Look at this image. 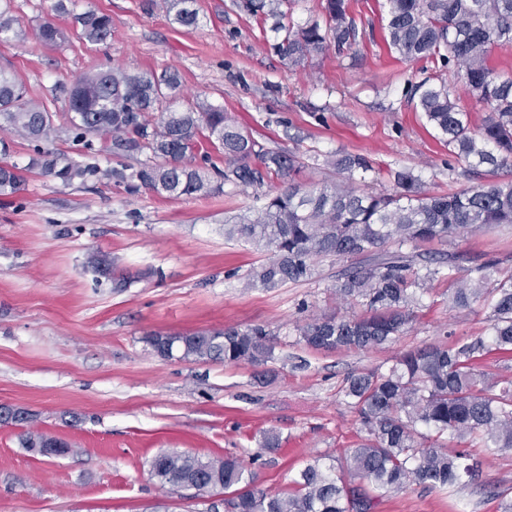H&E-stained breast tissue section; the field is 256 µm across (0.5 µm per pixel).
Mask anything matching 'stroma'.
<instances>
[{"mask_svg": "<svg viewBox=\"0 0 512 512\" xmlns=\"http://www.w3.org/2000/svg\"><path fill=\"white\" fill-rule=\"evenodd\" d=\"M10 0L24 32L0 42V68L15 73L27 99L53 116V131L34 143L0 129L8 163L23 180L0 196V406L32 414L38 429L73 447L44 458L28 452L24 429L0 425V512H214L219 497L189 498L149 474L160 451L251 461L257 487L289 492L313 457L344 456L363 434L340 388L348 374L386 371L401 352L449 339L484 335L481 303L463 308L443 281L428 283L414 321L396 341L368 351L313 350L297 327L316 315L364 314L336 295L351 261L319 258L308 280L249 288L245 276L267 254L224 234V219L262 206L282 189L214 180L210 193L160 196L116 179L65 182L35 166L40 152L103 170L153 163L150 152L116 155L111 139L74 141L65 88L81 75L118 66L130 72L177 69L184 96L224 108L272 151L290 150L303 166L296 179L333 178L324 161L366 156L373 173L363 192L391 190V170L407 167L429 194L475 186L426 123L414 93L423 80L462 86L431 60L407 62L387 44L386 0H348L358 36L344 54L328 50L291 67L276 55L270 23L233 0H192L200 24L186 29L144 0ZM95 9L112 18V35L92 44L74 21ZM53 22L54 46L38 31ZM455 251L474 259L502 257L512 274V229L462 232L419 245L434 257ZM98 252L130 274L127 287L87 265ZM262 325L274 335L266 365L167 360L149 334ZM273 450H264L269 436ZM475 482L448 493L411 485L390 490L375 512H502L512 501V452L488 455Z\"/></svg>", "mask_w": 512, "mask_h": 512, "instance_id": "stroma-1", "label": "stroma"}]
</instances>
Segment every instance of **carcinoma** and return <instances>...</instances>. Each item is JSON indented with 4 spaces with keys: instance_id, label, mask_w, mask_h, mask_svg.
Returning a JSON list of instances; mask_svg holds the SVG:
<instances>
[{
    "instance_id": "carcinoma-1",
    "label": "carcinoma",
    "mask_w": 512,
    "mask_h": 512,
    "mask_svg": "<svg viewBox=\"0 0 512 512\" xmlns=\"http://www.w3.org/2000/svg\"><path fill=\"white\" fill-rule=\"evenodd\" d=\"M186 0H149L173 14L176 24L191 28L198 13ZM293 0H237L250 16L274 21L280 33L275 53L289 66L336 46H352L356 26L347 0H324L323 18L298 25ZM388 46L408 61L439 60L456 70L465 93L484 106L481 126L471 124L459 95L445 83L424 80L415 87L427 122L446 136L448 154L462 164V174L497 176L512 167V73L491 65L497 48L512 44V0H388ZM85 39L100 43L112 35V18L96 10L75 17ZM22 28L8 9L0 10V41L17 38ZM41 40L53 45L63 32L50 22L39 28ZM73 139L90 133L112 135L119 153L150 151L162 162L131 175L114 170L123 181L137 180L158 195L179 196L211 191L210 161L203 144L224 156V182L261 187L274 174L288 187L269 196L255 210L225 221L224 233L243 238L271 257L248 274V284L275 287L307 280L321 257H360L348 267L336 292L366 308L365 317L321 315L297 326L300 340L313 349L368 351L387 345L414 320L410 306L426 283L448 281V299L459 307L474 301L488 310V335L431 344L395 357L385 372L351 374L340 390L365 434L343 459L315 457L293 480L285 495L255 486L254 474L237 457L202 459L161 451L149 463L150 476L174 492L204 495L232 491V512H374L382 495L407 484L446 491L463 479L479 476L471 448L496 453L512 450V379L488 381L477 361L491 349L512 351V274L498 276L500 262L489 258L464 268L463 256L445 254L432 261L413 253L422 243L458 232L512 224V178L495 179L448 195H429L421 179L407 169L390 171L391 193H359L355 180L374 171L361 154L326 161L342 175L339 181L311 185L295 182L298 157L269 151L229 119L224 108L186 99L180 75L164 70L130 74L119 68L80 76L68 92ZM0 117L13 133L39 140L52 130L51 116L26 99L15 76L0 69ZM45 172L66 182L96 177L94 166L45 158ZM22 181L14 165H0V196ZM411 248L408 253L405 248ZM96 272L106 267L113 287L127 286L112 262L93 256ZM174 341L172 355L184 361H221L264 365L273 359V335L262 326L204 330L190 334H153L147 342L162 358ZM33 416L17 421L27 427L23 445L41 454L52 442L34 429ZM359 479L366 485H356Z\"/></svg>"
}]
</instances>
